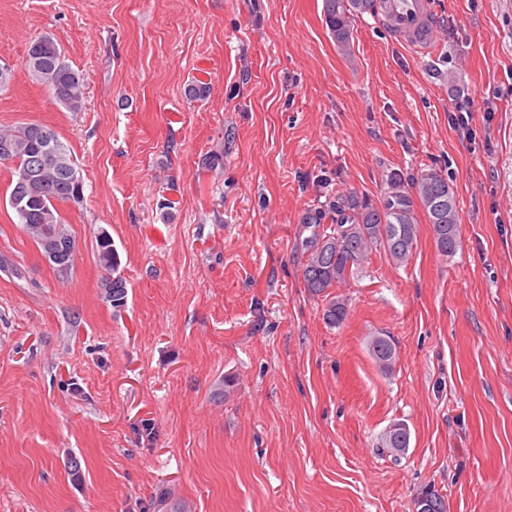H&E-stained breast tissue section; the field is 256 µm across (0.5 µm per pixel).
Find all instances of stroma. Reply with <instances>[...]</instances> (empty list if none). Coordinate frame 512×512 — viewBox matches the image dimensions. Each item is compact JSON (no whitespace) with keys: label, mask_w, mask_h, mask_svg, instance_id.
I'll return each instance as SVG.
<instances>
[{"label":"stroma","mask_w":512,"mask_h":512,"mask_svg":"<svg viewBox=\"0 0 512 512\" xmlns=\"http://www.w3.org/2000/svg\"><path fill=\"white\" fill-rule=\"evenodd\" d=\"M432 9L429 54L374 12L345 54L322 0H0V126L52 129L84 181L60 207L61 274L0 166V512H417L428 489L447 512H512V0ZM42 34L83 74L84 112L22 68ZM463 95L470 138L448 120ZM428 168L454 191L457 251L419 215L409 261L372 254L330 326L304 214L380 205ZM96 258L99 267L112 275V279L108 277L105 281V288L112 292L113 307H119L124 302L126 286L120 275L114 276L119 259L117 252L112 248V238L105 229H100L96 236ZM369 350L376 364L383 370H389L395 362L396 350L390 340L383 336L374 337Z\"/></svg>","instance_id":"stroma-1"}]
</instances>
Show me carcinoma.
Here are the masks:
<instances>
[{"mask_svg": "<svg viewBox=\"0 0 512 512\" xmlns=\"http://www.w3.org/2000/svg\"><path fill=\"white\" fill-rule=\"evenodd\" d=\"M375 6L376 0H322L326 26L338 47L344 51L350 49L352 21L375 11ZM24 67L31 79L47 91L52 102L69 112L84 111V77L65 61L52 37L42 35L31 41ZM35 127V122L0 126V142L7 143L11 150L4 162L11 173L7 202L25 234L44 256H53L58 271L66 272L73 265L76 244L64 226L57 204H81L84 182L69 148L50 128L47 133L55 142V152L40 166L32 167L34 156L41 150L33 134ZM418 207L432 225L438 252L444 256L454 254L459 245L455 196L448 179L434 168L418 174L412 192L394 189L379 207L356 196L345 199L336 206V222L327 230L320 228V214L310 213L303 219V223L315 225L306 240L308 259L303 280L312 295L328 299L324 319L330 325L341 324L348 307L344 298L330 296L329 289L346 282L372 253L380 252L400 264L408 260L419 234ZM96 258L99 267L111 275L105 287L112 292V306L119 307L124 302L126 286L116 274L118 254L104 229L96 236ZM369 350L381 369L388 370L394 364L396 350L387 338L374 337Z\"/></svg>", "mask_w": 512, "mask_h": 512, "instance_id": "carcinoma-1", "label": "carcinoma"}]
</instances>
